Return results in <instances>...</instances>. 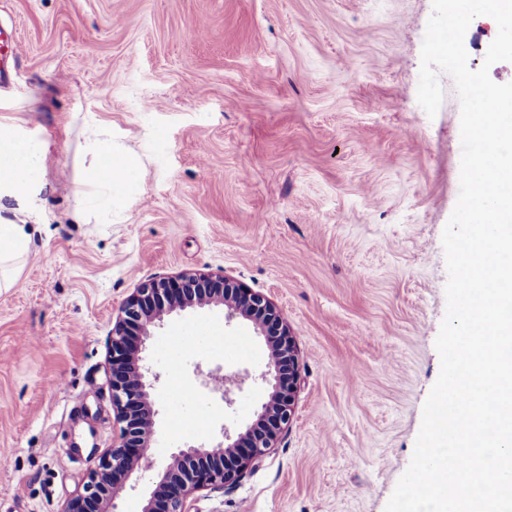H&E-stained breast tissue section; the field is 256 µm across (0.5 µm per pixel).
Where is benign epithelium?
<instances>
[{
	"instance_id": "7a95c632",
	"label": "benign epithelium",
	"mask_w": 512,
	"mask_h": 512,
	"mask_svg": "<svg viewBox=\"0 0 512 512\" xmlns=\"http://www.w3.org/2000/svg\"><path fill=\"white\" fill-rule=\"evenodd\" d=\"M224 309V321L253 325L266 346L261 374L269 392L255 421L243 430L222 427L221 437L208 446L181 448L158 473L154 489L142 502V512H190L189 499L198 491L222 490L236 484L248 467L275 447L295 416L299 356L294 336L279 308L265 295L237 284L224 274H185L177 279L154 277L136 288L121 307L112 327V404L126 423L123 433L98 460L84 491L67 502L63 512H116L126 491V479L148 457L157 410L142 353L153 330L176 311ZM203 374V384L233 401L249 374Z\"/></svg>"
}]
</instances>
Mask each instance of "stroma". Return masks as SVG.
Here are the masks:
<instances>
[{
	"label": "stroma",
	"instance_id": "stroma-1",
	"mask_svg": "<svg viewBox=\"0 0 512 512\" xmlns=\"http://www.w3.org/2000/svg\"><path fill=\"white\" fill-rule=\"evenodd\" d=\"M432 0H0L23 53L0 123L47 143L31 250L0 291V512H63L121 433L110 342L144 281L224 274L267 296L296 340L297 413L275 448L192 512H385L440 372L443 230L460 189V102L417 100ZM142 172L84 201L95 138ZM208 323L215 342H166ZM159 376L148 492L173 452L245 426L201 371H261L264 341L186 311L145 352ZM63 387L48 393L54 379Z\"/></svg>",
	"mask_w": 512,
	"mask_h": 512
}]
</instances>
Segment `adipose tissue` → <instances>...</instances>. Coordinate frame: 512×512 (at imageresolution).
<instances>
[{"instance_id":"obj_1","label":"adipose tissue","mask_w":512,"mask_h":512,"mask_svg":"<svg viewBox=\"0 0 512 512\" xmlns=\"http://www.w3.org/2000/svg\"><path fill=\"white\" fill-rule=\"evenodd\" d=\"M90 149L108 164L88 171L83 185L89 199L120 195L128 182L138 178L140 163L130 154L114 151L109 140H95ZM44 152L42 143L23 138L13 127L0 123V199L23 202L39 192ZM29 249L26 225L0 216V289L14 286L15 272Z\"/></svg>"}]
</instances>
